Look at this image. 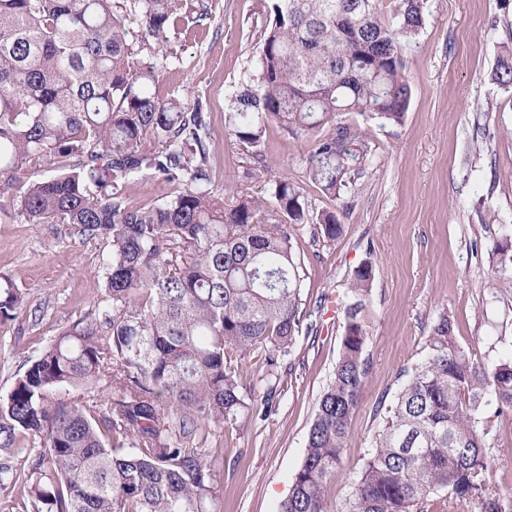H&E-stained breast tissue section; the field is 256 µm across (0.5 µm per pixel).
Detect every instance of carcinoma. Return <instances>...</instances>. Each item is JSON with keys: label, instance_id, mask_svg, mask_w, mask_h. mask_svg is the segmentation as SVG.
Masks as SVG:
<instances>
[{"label": "carcinoma", "instance_id": "1", "mask_svg": "<svg viewBox=\"0 0 512 512\" xmlns=\"http://www.w3.org/2000/svg\"><path fill=\"white\" fill-rule=\"evenodd\" d=\"M0 0V198L16 195L32 224H70L109 246L95 317L76 321L0 397V490L22 512H221L207 462L216 428L239 429L279 406L283 367L311 330L292 252L295 225L310 220L299 187L277 180L264 201L231 205L207 188L206 114L152 93L156 65L132 59L131 21L156 38L177 19L176 0ZM381 0H271L257 68L229 99L236 140L259 148L267 127L303 136L356 112L403 121L410 86L402 49L425 21L426 0H399L390 22ZM493 80L512 90V53ZM346 126L317 141L308 180L339 199L371 161ZM55 174L33 179L29 170ZM150 170L183 183L173 198L125 205L119 186ZM316 224L334 241L336 214ZM499 277L512 282V228L493 244ZM373 262L352 274L354 298L333 380L320 399L301 467L278 512H335L336 476L364 394L367 342L361 312ZM24 293L0 281V324ZM265 352L258 382L237 358ZM384 411L342 512H429L447 496L479 512L512 506L487 489L483 408L512 413V359L484 363L459 345L448 314ZM115 390L102 402L100 382ZM263 386L257 396L256 385ZM25 451L19 473L11 460Z\"/></svg>", "mask_w": 512, "mask_h": 512}]
</instances>
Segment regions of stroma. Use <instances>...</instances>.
Instances as JSON below:
<instances>
[{
  "label": "stroma",
  "instance_id": "35a3bbf8",
  "mask_svg": "<svg viewBox=\"0 0 512 512\" xmlns=\"http://www.w3.org/2000/svg\"><path fill=\"white\" fill-rule=\"evenodd\" d=\"M270 0H182L181 21L160 40L131 37L134 57L156 64L159 98L202 107L208 123L209 186L225 203L249 195L270 200L280 179L299 186L310 214L330 211L341 237L324 240L313 224L296 225L293 250L304 270L303 295L313 331L300 335L277 412L240 431L213 436L223 512H277L301 466L318 401L340 356L353 270L374 263L362 312L368 333L363 401L328 497L343 505L379 423L371 414L394 395L402 373L427 353L431 327L448 313L462 348L483 362L512 358V285L499 280L490 252L512 226V91L491 79L499 55L512 49V0H427L425 24L403 52L411 96L402 123L339 115L294 137L270 125L254 159L225 122L228 100L255 69ZM360 132L371 162L349 203L309 182L305 158L336 124ZM178 183L144 170L120 188L143 207L173 197ZM109 254L81 241L68 224H32L20 207L0 214V278L27 302L0 324V395H6L69 324L94 313L104 298ZM487 486L512 500V414L486 409Z\"/></svg>",
  "mask_w": 512,
  "mask_h": 512
}]
</instances>
